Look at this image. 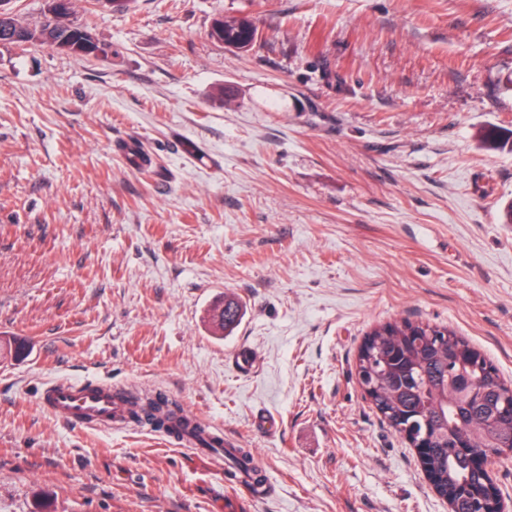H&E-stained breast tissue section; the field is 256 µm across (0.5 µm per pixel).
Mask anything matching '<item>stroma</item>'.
I'll return each instance as SVG.
<instances>
[{"label": "stroma", "mask_w": 512, "mask_h": 512, "mask_svg": "<svg viewBox=\"0 0 512 512\" xmlns=\"http://www.w3.org/2000/svg\"><path fill=\"white\" fill-rule=\"evenodd\" d=\"M220 15L254 21L251 50L210 38ZM73 20L106 54L0 44V512H449L356 357L408 318L512 381V153L480 141L512 129V0H78ZM227 294L244 316L217 336ZM62 377L175 401L267 495L164 432L59 421L39 393Z\"/></svg>", "instance_id": "1"}]
</instances>
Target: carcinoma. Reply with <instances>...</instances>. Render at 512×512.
<instances>
[{
    "label": "carcinoma",
    "instance_id": "1",
    "mask_svg": "<svg viewBox=\"0 0 512 512\" xmlns=\"http://www.w3.org/2000/svg\"><path fill=\"white\" fill-rule=\"evenodd\" d=\"M209 35L225 47L246 51L258 40V30L247 17L214 19ZM92 52L105 53L99 40L70 20L44 22L39 27L0 17V43L60 41ZM485 143L512 152V130L492 127L483 134ZM243 307L224 296L212 314L214 322L230 335L241 320ZM367 348L358 352L356 371L365 397L390 426L415 450L422 470L428 472L436 493L453 506V512H471L469 503L482 496H501L487 484L483 463L512 451V411L502 400L512 396V384L504 382L494 364L448 326L400 319L373 328L365 337ZM132 415L145 414L159 429L178 406L164 397L146 405L132 402ZM230 469L251 474L255 486L263 476L250 467L241 452Z\"/></svg>",
    "mask_w": 512,
    "mask_h": 512
}]
</instances>
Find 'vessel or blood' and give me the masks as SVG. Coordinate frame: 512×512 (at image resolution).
<instances>
[{"mask_svg": "<svg viewBox=\"0 0 512 512\" xmlns=\"http://www.w3.org/2000/svg\"><path fill=\"white\" fill-rule=\"evenodd\" d=\"M39 404L55 418L83 429L109 431L133 426L124 394L106 382L54 380L42 388ZM173 426L178 444L191 451L220 460L236 447L235 440L225 439L219 429H209L207 438L202 439L183 421H174Z\"/></svg>", "mask_w": 512, "mask_h": 512, "instance_id": "b4317fda", "label": "vessel or blood"}]
</instances>
